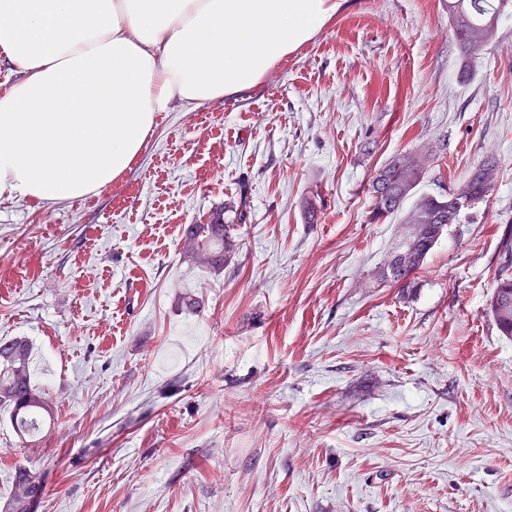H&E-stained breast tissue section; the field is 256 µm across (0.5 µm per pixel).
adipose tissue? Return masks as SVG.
<instances>
[{
	"label": "adipose tissue",
	"instance_id": "obj_1",
	"mask_svg": "<svg viewBox=\"0 0 512 512\" xmlns=\"http://www.w3.org/2000/svg\"><path fill=\"white\" fill-rule=\"evenodd\" d=\"M337 0H0V197L105 189L173 102H218L310 41Z\"/></svg>",
	"mask_w": 512,
	"mask_h": 512
}]
</instances>
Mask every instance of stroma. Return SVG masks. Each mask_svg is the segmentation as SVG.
I'll return each mask as SVG.
<instances>
[{"label": "stroma", "mask_w": 512, "mask_h": 512, "mask_svg": "<svg viewBox=\"0 0 512 512\" xmlns=\"http://www.w3.org/2000/svg\"><path fill=\"white\" fill-rule=\"evenodd\" d=\"M420 153L372 220L374 171ZM490 157L413 293L382 280L405 213ZM241 201L233 263H185L183 225ZM510 246L512 9L465 60L448 0H343L252 87L159 113L100 193L0 197V339L55 409L26 444L0 412V501L24 466L33 512H512ZM511 257V258H510ZM489 311L502 336L512 338V256L498 272Z\"/></svg>", "instance_id": "stroma-1"}]
</instances>
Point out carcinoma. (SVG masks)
<instances>
[{
  "label": "carcinoma",
  "instance_id": "obj_1",
  "mask_svg": "<svg viewBox=\"0 0 512 512\" xmlns=\"http://www.w3.org/2000/svg\"><path fill=\"white\" fill-rule=\"evenodd\" d=\"M512 7V0H448L453 34L465 57L475 55L487 41L500 15ZM425 167L418 161L395 157L380 167L370 181L374 208L372 218H386L399 211L403 201L420 184ZM497 166H475L463 183L448 191V197H426L405 219V232L387 255L381 270L384 279L403 289L416 287L412 275L421 268L437 243L431 234L438 224H456L459 199L469 204L484 201L495 187ZM234 225L224 223V211L216 212L206 224H194L182 234L183 260L213 273H222L233 263L236 244ZM501 335L512 338V257L498 272L489 303ZM32 346L24 337L0 340V410L8 413L16 434L24 439L39 432L43 423L54 420L53 403L31 378ZM40 476L28 469L15 471L10 495L0 512H30L41 497Z\"/></svg>",
  "mask_w": 512,
  "mask_h": 512
}]
</instances>
